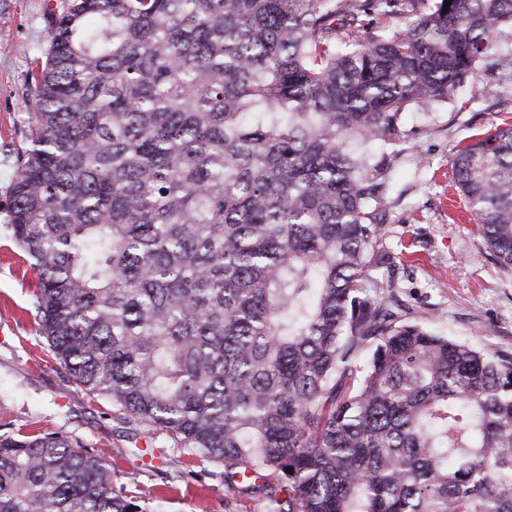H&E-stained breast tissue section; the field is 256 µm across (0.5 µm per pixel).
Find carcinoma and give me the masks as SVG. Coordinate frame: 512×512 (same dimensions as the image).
Returning <instances> with one entry per match:
<instances>
[{"label":"carcinoma","mask_w":512,"mask_h":512,"mask_svg":"<svg viewBox=\"0 0 512 512\" xmlns=\"http://www.w3.org/2000/svg\"><path fill=\"white\" fill-rule=\"evenodd\" d=\"M47 15L3 233L73 380L268 512H512V353L404 322L364 286L403 114L499 60L512 0ZM450 163L512 270V124ZM0 512L143 510L103 454L18 429L0 432Z\"/></svg>","instance_id":"carcinoma-1"}]
</instances>
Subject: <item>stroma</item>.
Here are the masks:
<instances>
[{
	"mask_svg": "<svg viewBox=\"0 0 512 512\" xmlns=\"http://www.w3.org/2000/svg\"><path fill=\"white\" fill-rule=\"evenodd\" d=\"M47 0H0V225L9 190L29 146L34 109L29 71L45 60ZM497 39L493 74L466 81L452 100L410 108L409 138L386 176L383 237L375 277L393 283L404 321L492 351L512 352V272L489 255L482 236L453 198V146L512 122V27ZM35 274L23 253L0 235V426L77 438L104 453L115 486L144 512H264L238 496L221 469L174 448L165 435L145 438L117 419L106 398L76 384L38 333Z\"/></svg>",
	"mask_w": 512,
	"mask_h": 512,
	"instance_id": "stroma-1",
	"label": "stroma"
}]
</instances>
